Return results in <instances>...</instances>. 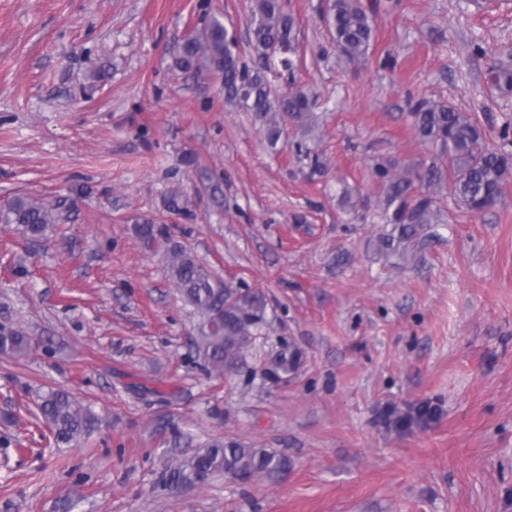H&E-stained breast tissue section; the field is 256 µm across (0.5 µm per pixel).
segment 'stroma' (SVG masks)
<instances>
[{
    "mask_svg": "<svg viewBox=\"0 0 512 512\" xmlns=\"http://www.w3.org/2000/svg\"><path fill=\"white\" fill-rule=\"evenodd\" d=\"M326 3L287 0L316 123L272 149L218 80L171 58L220 13L256 66L251 0H0V207L61 212L39 240L0 223V324L32 339L0 357V512H512V177L479 216L438 187L435 223L386 253L376 173L435 157L413 100L469 113L512 153V92L489 81L512 66V0H380L359 63ZM174 243L269 299L236 374L195 356ZM283 342L303 357L274 384ZM48 386L91 403L81 445L44 440ZM216 438L288 469L164 486L166 460Z\"/></svg>",
    "mask_w": 512,
    "mask_h": 512,
    "instance_id": "35a3bbf8",
    "label": "stroma"
}]
</instances>
